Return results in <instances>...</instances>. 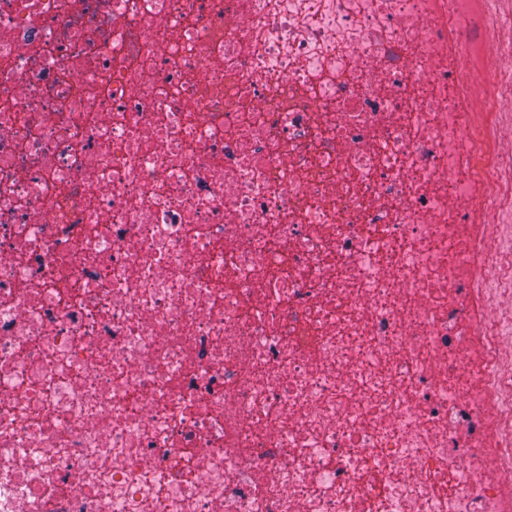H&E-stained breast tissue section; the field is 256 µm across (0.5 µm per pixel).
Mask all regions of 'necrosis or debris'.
I'll return each instance as SVG.
<instances>
[{"instance_id":"necrosis-or-debris-1","label":"necrosis or debris","mask_w":512,"mask_h":512,"mask_svg":"<svg viewBox=\"0 0 512 512\" xmlns=\"http://www.w3.org/2000/svg\"><path fill=\"white\" fill-rule=\"evenodd\" d=\"M492 0H0V512H512Z\"/></svg>"}]
</instances>
